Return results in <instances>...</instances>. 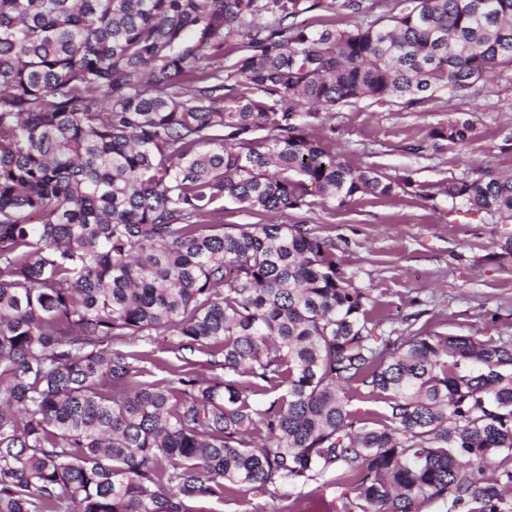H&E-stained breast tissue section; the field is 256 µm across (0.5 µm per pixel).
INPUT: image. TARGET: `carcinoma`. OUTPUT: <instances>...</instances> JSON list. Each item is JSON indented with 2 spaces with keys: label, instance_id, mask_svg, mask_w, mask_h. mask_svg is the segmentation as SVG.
<instances>
[{
  "label": "carcinoma",
  "instance_id": "obj_1",
  "mask_svg": "<svg viewBox=\"0 0 512 512\" xmlns=\"http://www.w3.org/2000/svg\"><path fill=\"white\" fill-rule=\"evenodd\" d=\"M363 2L338 29L297 21L336 0H0V512H201L321 480L343 512H503L512 335L378 338L334 242L224 223L228 201L266 218L413 187L315 135L338 105L512 80V0ZM437 193L512 223L511 175Z\"/></svg>",
  "mask_w": 512,
  "mask_h": 512
}]
</instances>
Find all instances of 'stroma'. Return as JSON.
I'll return each instance as SVG.
<instances>
[{
    "instance_id": "stroma-1",
    "label": "stroma",
    "mask_w": 512,
    "mask_h": 512,
    "mask_svg": "<svg viewBox=\"0 0 512 512\" xmlns=\"http://www.w3.org/2000/svg\"><path fill=\"white\" fill-rule=\"evenodd\" d=\"M454 116L472 119L480 131L469 148L429 137L431 128ZM323 135L351 166L371 165L414 181L388 197L362 195L343 208L315 204L288 213L289 223L315 227L335 243L346 276L376 303V335H407L415 319L434 334L512 335V257L498 248L512 224L494 223L443 195L429 200L421 194L473 167L512 174V84L490 78L466 97L438 92L412 110L391 103L341 105ZM417 144L422 152H414ZM200 508L302 512L303 505L282 492L249 489Z\"/></svg>"
}]
</instances>
